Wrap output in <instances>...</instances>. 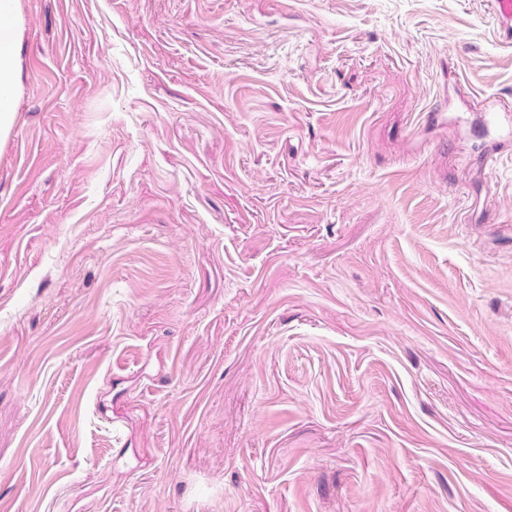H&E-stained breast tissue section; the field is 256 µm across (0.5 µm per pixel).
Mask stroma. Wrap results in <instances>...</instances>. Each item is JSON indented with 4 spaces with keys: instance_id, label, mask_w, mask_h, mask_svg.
Returning <instances> with one entry per match:
<instances>
[{
    "instance_id": "1",
    "label": "stroma",
    "mask_w": 512,
    "mask_h": 512,
    "mask_svg": "<svg viewBox=\"0 0 512 512\" xmlns=\"http://www.w3.org/2000/svg\"><path fill=\"white\" fill-rule=\"evenodd\" d=\"M0 512H512L493 0H19Z\"/></svg>"
}]
</instances>
